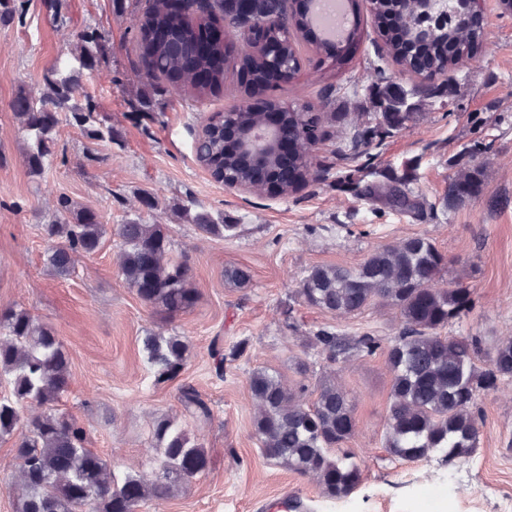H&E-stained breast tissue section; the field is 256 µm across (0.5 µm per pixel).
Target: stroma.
I'll list each match as a JSON object with an SVG mask.
<instances>
[{
  "instance_id": "obj_1",
  "label": "stroma",
  "mask_w": 512,
  "mask_h": 512,
  "mask_svg": "<svg viewBox=\"0 0 512 512\" xmlns=\"http://www.w3.org/2000/svg\"><path fill=\"white\" fill-rule=\"evenodd\" d=\"M356 4L362 35L344 46V64L303 39L290 82L249 93L229 63L222 94L199 100L166 85L145 111L131 107L149 84L136 65L134 40L143 0H62L57 18L44 0H30L22 21L0 25V308H25L52 326L70 359L60 407L85 429L88 448L117 471L153 479L151 431L162 417L176 421L211 459L186 488L139 512H261L262 499L285 491L306 498L309 512H512V379L479 396L478 450L448 467L435 457L410 463L387 454L392 373L384 352L328 370L353 405L356 431L347 446L363 470L359 487L341 501H327L315 480L259 450L253 370L275 369L292 385L309 332L387 339L401 325L398 309L381 301L347 316L309 306L296 289L313 267L355 268L376 250L427 237L450 261L440 286L459 281L473 299L445 335L478 336L487 346L512 338V13L484 0L488 40L470 63L438 77L426 94L410 96L413 122L390 131L376 106L374 73L384 70L407 89L413 81L379 38L365 0ZM89 24L108 52L77 92L95 97L115 138L96 141L61 121L58 159L32 173L27 136L10 103L20 89L42 87L46 71L75 50ZM253 98L323 106L315 157L322 178L286 196L257 195L225 189L198 165L194 141L207 118ZM473 164L484 168L480 194L448 207L452 175ZM397 180L417 208L362 193L366 185ZM62 197L95 210L107 229L98 249L79 255L65 279L46 265L42 231ZM200 209L235 225L234 235L200 233L189 219ZM137 217L166 225L174 254L188 256L198 301L187 312L156 313L124 281L114 229ZM234 266L249 271L246 287L225 282V268ZM151 333L188 339L180 381L153 384L142 352ZM216 340L232 355L220 375L211 356ZM183 381L208 404L209 420L184 413ZM461 486L469 489L463 498L456 494Z\"/></svg>"
}]
</instances>
